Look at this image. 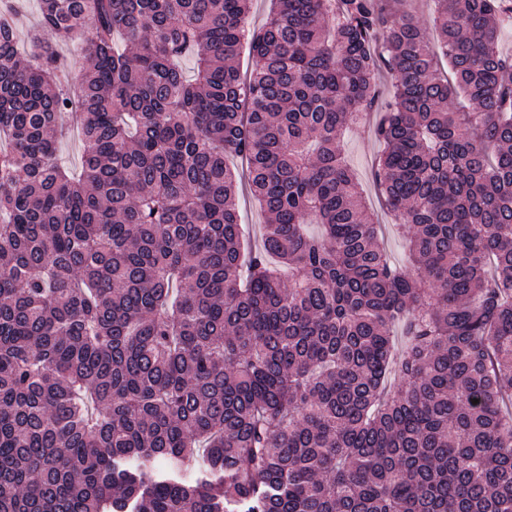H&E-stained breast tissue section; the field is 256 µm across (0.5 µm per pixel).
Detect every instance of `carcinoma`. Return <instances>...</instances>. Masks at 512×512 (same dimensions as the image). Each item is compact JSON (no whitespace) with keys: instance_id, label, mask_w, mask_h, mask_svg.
<instances>
[{"instance_id":"obj_1","label":"carcinoma","mask_w":512,"mask_h":512,"mask_svg":"<svg viewBox=\"0 0 512 512\" xmlns=\"http://www.w3.org/2000/svg\"><path fill=\"white\" fill-rule=\"evenodd\" d=\"M250 2L40 0L24 52L0 10V512H512V0H426L435 46L393 0ZM370 111L412 273L342 152ZM59 151L65 165L73 172H79L81 169V145L76 132L69 131L65 135L60 141ZM237 200L244 235L246 239L258 246L261 239L260 224H265V217L256 201L248 195L247 190L242 191L239 187Z\"/></svg>"}]
</instances>
